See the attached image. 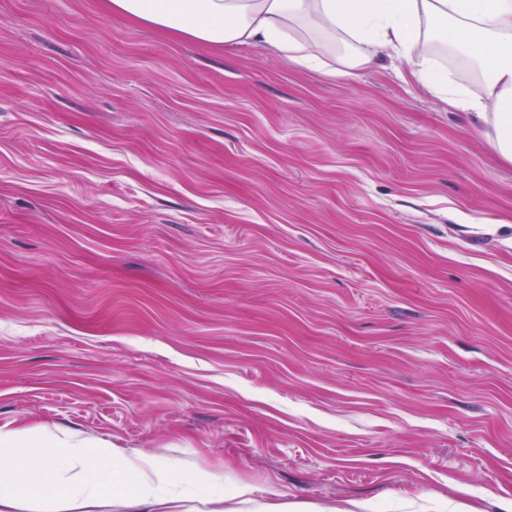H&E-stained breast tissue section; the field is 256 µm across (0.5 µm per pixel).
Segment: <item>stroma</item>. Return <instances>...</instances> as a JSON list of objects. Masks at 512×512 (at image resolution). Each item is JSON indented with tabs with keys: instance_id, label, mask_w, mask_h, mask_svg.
<instances>
[{
	"instance_id": "35a3bbf8",
	"label": "stroma",
	"mask_w": 512,
	"mask_h": 512,
	"mask_svg": "<svg viewBox=\"0 0 512 512\" xmlns=\"http://www.w3.org/2000/svg\"><path fill=\"white\" fill-rule=\"evenodd\" d=\"M378 512L512 501V165L331 79L0 0V427Z\"/></svg>"
}]
</instances>
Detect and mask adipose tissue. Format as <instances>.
I'll use <instances>...</instances> for the list:
<instances>
[{
    "label": "adipose tissue",
    "instance_id": "adipose-tissue-1",
    "mask_svg": "<svg viewBox=\"0 0 512 512\" xmlns=\"http://www.w3.org/2000/svg\"><path fill=\"white\" fill-rule=\"evenodd\" d=\"M112 13L175 37L221 48L269 45L316 63L327 35L350 40L341 75L388 57L453 110L489 125L490 144L512 164V0H103ZM477 70L479 92L440 78L423 47L436 21ZM0 512H342L254 488L223 473L181 471L174 460L43 427L0 428Z\"/></svg>",
    "mask_w": 512,
    "mask_h": 512
}]
</instances>
